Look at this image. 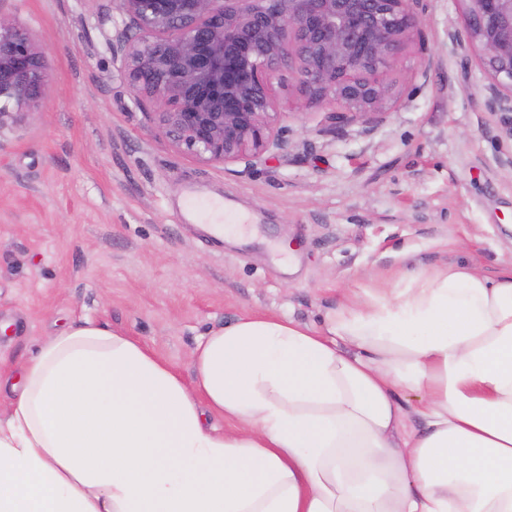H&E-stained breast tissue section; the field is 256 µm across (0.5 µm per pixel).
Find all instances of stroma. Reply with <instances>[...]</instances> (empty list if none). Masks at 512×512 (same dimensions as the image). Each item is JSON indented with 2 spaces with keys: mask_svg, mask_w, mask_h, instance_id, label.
<instances>
[{
  "mask_svg": "<svg viewBox=\"0 0 512 512\" xmlns=\"http://www.w3.org/2000/svg\"><path fill=\"white\" fill-rule=\"evenodd\" d=\"M44 55L30 108L0 119V357L20 360L81 318L124 330L189 375L210 329L247 314L318 326L357 288L447 264L512 262V141L462 64L459 0H427L420 40L388 79L395 106L331 130L294 73L274 96L288 146L247 170L180 152L136 105L110 42L115 0H0ZM244 224L210 240L182 219L188 188ZM380 280L367 278V271Z\"/></svg>",
  "mask_w": 512,
  "mask_h": 512,
  "instance_id": "obj_1",
  "label": "stroma"
}]
</instances>
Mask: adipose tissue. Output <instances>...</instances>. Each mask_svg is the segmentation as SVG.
I'll return each mask as SVG.
<instances>
[{"label":"adipose tissue","mask_w":512,"mask_h":512,"mask_svg":"<svg viewBox=\"0 0 512 512\" xmlns=\"http://www.w3.org/2000/svg\"><path fill=\"white\" fill-rule=\"evenodd\" d=\"M189 360L90 319L39 340L0 414V512H512V264L353 291L316 327L245 315ZM399 401L402 404L406 413L403 422V433H411L420 429L423 425L420 415L417 410L421 408L422 403L418 400L416 395L413 394H401Z\"/></svg>","instance_id":"obj_1"}]
</instances>
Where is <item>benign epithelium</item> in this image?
<instances>
[{
	"label": "benign epithelium",
	"instance_id": "1",
	"mask_svg": "<svg viewBox=\"0 0 512 512\" xmlns=\"http://www.w3.org/2000/svg\"><path fill=\"white\" fill-rule=\"evenodd\" d=\"M455 35L490 82L483 106L512 140V0H461ZM134 34L112 41L136 104H158L159 129L185 153L251 169L287 145L273 84L292 71L331 129L370 121L396 100L387 75L421 36L426 0H118ZM34 38L0 14V119L43 88Z\"/></svg>",
	"mask_w": 512,
	"mask_h": 512
}]
</instances>
